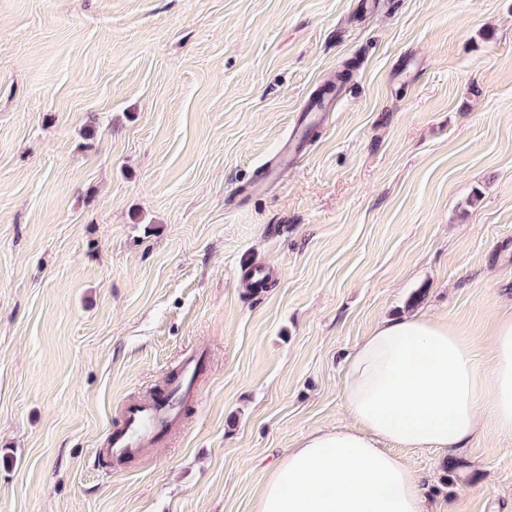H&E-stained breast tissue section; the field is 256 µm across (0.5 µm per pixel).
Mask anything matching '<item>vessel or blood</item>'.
<instances>
[{"mask_svg":"<svg viewBox=\"0 0 512 512\" xmlns=\"http://www.w3.org/2000/svg\"><path fill=\"white\" fill-rule=\"evenodd\" d=\"M203 365L202 356H189L180 363L178 378L166 393L146 401L126 403L122 408V425L105 438L100 455L109 460H121L166 439L179 424L183 401L196 398L195 382Z\"/></svg>","mask_w":512,"mask_h":512,"instance_id":"1","label":"vessel or blood"}]
</instances>
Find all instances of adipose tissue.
<instances>
[{"label":"adipose tissue","mask_w":512,"mask_h":512,"mask_svg":"<svg viewBox=\"0 0 512 512\" xmlns=\"http://www.w3.org/2000/svg\"><path fill=\"white\" fill-rule=\"evenodd\" d=\"M481 368L473 341L424 314L390 318L348 356L341 394L351 425L302 438L271 469L255 512H427L422 476L388 447H465L512 437V311Z\"/></svg>","instance_id":"adipose-tissue-1"}]
</instances>
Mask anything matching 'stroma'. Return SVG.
Wrapping results in <instances>:
<instances>
[{"instance_id": "obj_1", "label": "stroma", "mask_w": 512, "mask_h": 512, "mask_svg": "<svg viewBox=\"0 0 512 512\" xmlns=\"http://www.w3.org/2000/svg\"><path fill=\"white\" fill-rule=\"evenodd\" d=\"M511 306L512 0H0V512H254L383 318L482 352ZM198 350L180 430L103 460ZM395 454L512 512L510 437Z\"/></svg>"}]
</instances>
